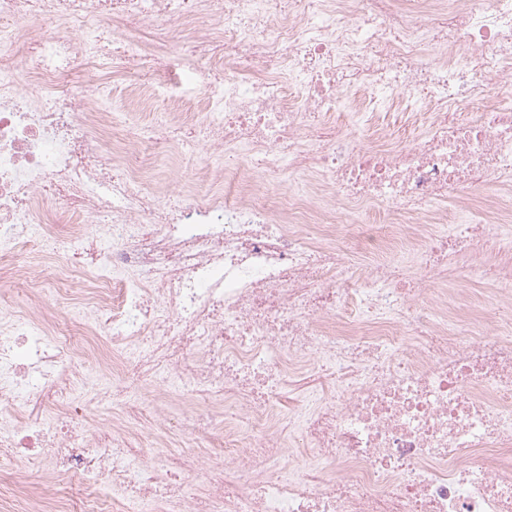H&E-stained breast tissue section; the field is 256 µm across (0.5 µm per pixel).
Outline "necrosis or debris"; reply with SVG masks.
I'll return each mask as SVG.
<instances>
[{
	"label": "necrosis or debris",
	"instance_id": "necrosis-or-debris-1",
	"mask_svg": "<svg viewBox=\"0 0 512 512\" xmlns=\"http://www.w3.org/2000/svg\"><path fill=\"white\" fill-rule=\"evenodd\" d=\"M111 60L141 75L117 104ZM400 98L417 136L377 124ZM232 152L176 204L147 172ZM15 252L11 282L47 275L33 316L0 313V470L96 493L15 486L20 512H512V314L446 289L456 264L485 310L512 301V0H0ZM74 276L70 348L44 305ZM321 374L330 398L284 413L285 383ZM140 386L222 406V456L147 454Z\"/></svg>",
	"mask_w": 512,
	"mask_h": 512
}]
</instances>
